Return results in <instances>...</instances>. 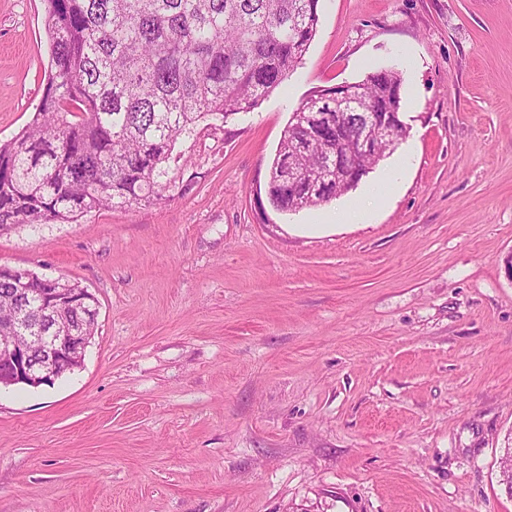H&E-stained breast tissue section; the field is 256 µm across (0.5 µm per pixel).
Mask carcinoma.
<instances>
[{
    "label": "carcinoma",
    "mask_w": 512,
    "mask_h": 512,
    "mask_svg": "<svg viewBox=\"0 0 512 512\" xmlns=\"http://www.w3.org/2000/svg\"><path fill=\"white\" fill-rule=\"evenodd\" d=\"M51 70L33 119L0 144V234L26 224L73 223L101 208L167 199L177 140L202 122L256 109L302 61L317 33L320 0H42ZM367 112L401 110L402 79L373 72L355 85ZM295 112L323 120L287 123L270 166L267 199L281 212L329 202L287 187L296 158L314 173L317 150L342 156L361 181L395 146L358 153L360 114L336 90L318 91ZM43 279L0 274V325ZM70 328L92 336L96 320L72 311Z\"/></svg>",
    "instance_id": "obj_1"
}]
</instances>
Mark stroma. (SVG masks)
I'll use <instances>...</instances> for the list:
<instances>
[{
	"instance_id": "35a3bbf8",
	"label": "stroma",
	"mask_w": 512,
	"mask_h": 512,
	"mask_svg": "<svg viewBox=\"0 0 512 512\" xmlns=\"http://www.w3.org/2000/svg\"><path fill=\"white\" fill-rule=\"evenodd\" d=\"M43 12L0 0L2 144L43 95ZM381 69L406 139L274 210L293 110ZM169 166L170 200L0 234V266L98 305L81 367L0 387V512H512V0H321L302 64Z\"/></svg>"
}]
</instances>
